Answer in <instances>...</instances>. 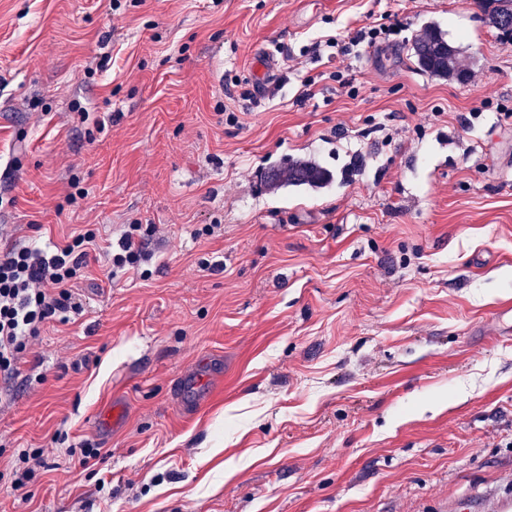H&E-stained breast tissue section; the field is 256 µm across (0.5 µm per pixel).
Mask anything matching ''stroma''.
<instances>
[{
  "label": "stroma",
  "instance_id": "stroma-1",
  "mask_svg": "<svg viewBox=\"0 0 512 512\" xmlns=\"http://www.w3.org/2000/svg\"><path fill=\"white\" fill-rule=\"evenodd\" d=\"M488 7L0 0V248L157 227L147 275L92 263L83 314L25 357L45 381L0 401V512H440L512 491V38ZM373 22L395 33L360 57L312 50ZM430 25L465 81L418 71ZM258 47L280 76L244 110ZM294 160L332 181L264 184ZM86 439L100 457L68 472ZM19 448L45 465L14 494Z\"/></svg>",
  "mask_w": 512,
  "mask_h": 512
}]
</instances>
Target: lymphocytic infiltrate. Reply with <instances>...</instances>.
I'll return each instance as SVG.
<instances>
[{
    "label": "lymphocytic infiltrate",
    "instance_id": "lymphocytic-infiltrate-1",
    "mask_svg": "<svg viewBox=\"0 0 512 512\" xmlns=\"http://www.w3.org/2000/svg\"><path fill=\"white\" fill-rule=\"evenodd\" d=\"M154 226L128 225L106 256L112 268H138L150 258L145 249ZM88 229L62 243L18 240L0 251V382L12 383L19 362L51 321L69 323L84 310L77 288L97 248Z\"/></svg>",
    "mask_w": 512,
    "mask_h": 512
}]
</instances>
